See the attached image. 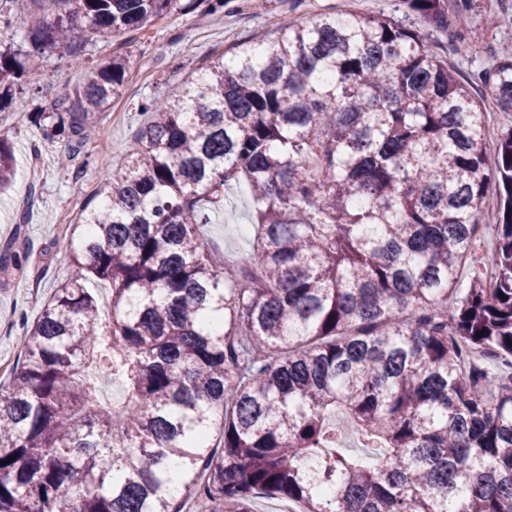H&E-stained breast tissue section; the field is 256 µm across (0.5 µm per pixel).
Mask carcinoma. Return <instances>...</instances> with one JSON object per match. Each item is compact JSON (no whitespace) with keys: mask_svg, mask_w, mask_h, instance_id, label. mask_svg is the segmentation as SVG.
<instances>
[{"mask_svg":"<svg viewBox=\"0 0 512 512\" xmlns=\"http://www.w3.org/2000/svg\"><path fill=\"white\" fill-rule=\"evenodd\" d=\"M31 2L7 94L80 31L229 0ZM401 2L286 21L142 102L124 168L67 227L76 277L0 385V512H512V127L486 140L473 82L412 25H448V0ZM128 70L115 56L33 113L41 139L74 159ZM478 79L512 115V55ZM235 183L255 215L229 263L203 229ZM482 234L492 267L461 292ZM338 410L380 461L345 452Z\"/></svg>","mask_w":512,"mask_h":512,"instance_id":"carcinoma-1","label":"carcinoma"}]
</instances>
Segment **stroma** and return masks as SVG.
Segmentation results:
<instances>
[{"instance_id":"stroma-1","label":"stroma","mask_w":512,"mask_h":512,"mask_svg":"<svg viewBox=\"0 0 512 512\" xmlns=\"http://www.w3.org/2000/svg\"><path fill=\"white\" fill-rule=\"evenodd\" d=\"M233 2L234 9L205 18L177 9L120 37L81 42L77 52L58 50L39 69L26 70L0 105V136L8 138L14 155L11 182L0 191V244L15 242L18 251L29 254L23 274L0 275V381L16 361L23 321L34 320L54 289L74 276L66 257V227L106 175L122 166L145 120L142 101L175 94L209 58L237 43L274 38L284 18L303 21L332 11L391 15L400 5L399 0ZM470 18L485 35L469 55L449 54L448 63L471 79L489 57L512 52V0H472ZM124 53L131 54L132 67L121 96L102 113L76 160L60 165L65 141L41 140L31 112L71 93L90 69ZM251 213L247 189L234 185L205 232L230 254H244L252 238Z\"/></svg>"}]
</instances>
